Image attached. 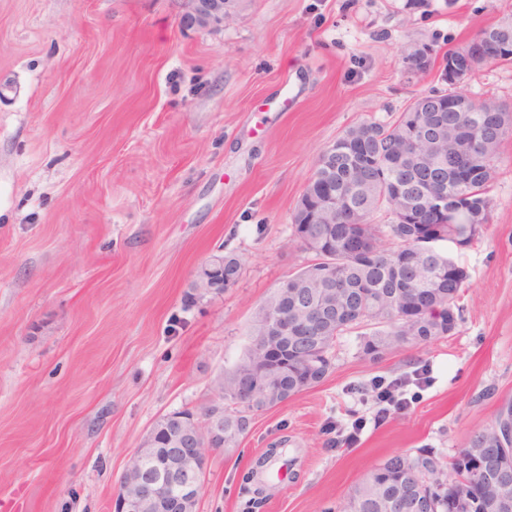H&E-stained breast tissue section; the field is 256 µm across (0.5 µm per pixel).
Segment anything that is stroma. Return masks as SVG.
Wrapping results in <instances>:
<instances>
[{"instance_id": "35a3bbf8", "label": "stroma", "mask_w": 512, "mask_h": 512, "mask_svg": "<svg viewBox=\"0 0 512 512\" xmlns=\"http://www.w3.org/2000/svg\"><path fill=\"white\" fill-rule=\"evenodd\" d=\"M189 7L0 0V512H110L151 426L213 399L254 310L313 263L291 215L318 153L446 90L448 51L512 22V0H238L207 28L182 25ZM412 42L425 74L403 69ZM464 88L512 108V61ZM495 168L490 220L454 253L455 330L375 361L342 336L322 383L211 454L198 512H243L263 457L258 512H341L392 453L451 457L512 400V132ZM229 253L237 283L198 296ZM381 378L415 402L376 418L361 399ZM430 47L418 43H410L403 52V61L406 72L411 75H420L426 72V64L431 56ZM241 265L239 257L233 254L211 257L201 270L196 290L202 295L224 292V289L231 288L230 283L224 285L225 279L235 285L240 274Z\"/></svg>"}]
</instances>
